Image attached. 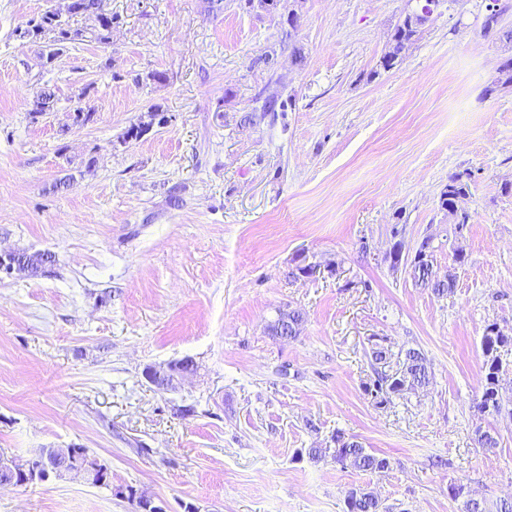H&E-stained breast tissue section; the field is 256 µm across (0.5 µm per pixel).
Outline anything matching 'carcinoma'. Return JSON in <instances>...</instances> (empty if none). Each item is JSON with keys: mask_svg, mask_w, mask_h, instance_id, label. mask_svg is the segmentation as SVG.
<instances>
[{"mask_svg": "<svg viewBox=\"0 0 512 512\" xmlns=\"http://www.w3.org/2000/svg\"><path fill=\"white\" fill-rule=\"evenodd\" d=\"M86 13L96 14L97 39L103 44L108 43L114 18L100 10V0H64V5L51 8L29 20L26 28L20 32V36L31 39L48 38V52L43 59L49 63L63 52L67 44L82 37V33L70 28L68 23L62 20V16ZM419 27L420 24L413 21L410 14L404 15L392 34L388 51L381 58L380 66L383 69H390L395 65L397 58L407 49ZM54 98L55 94L52 91L48 89L41 91L34 101L31 114L37 117L52 111ZM158 112V108H150L147 111L149 121L141 120L131 125L126 135L136 137L147 132L155 123ZM469 178L468 173L449 176L448 184L440 194L441 208L448 211V215L458 219L453 229L456 235L462 233L466 227L467 214L458 210L456 202L468 196ZM424 248H431V243L427 240L423 241L410 260L412 279L416 284L431 289L432 293L439 298L452 293L456 287V275L450 273L443 281L432 279L428 269L429 261L422 257ZM12 260L20 264L29 275L36 276L43 271L46 264L52 262V255L46 252L18 251ZM302 323L303 316L300 311L296 309L282 311L277 319L268 325V331L274 337L295 338L300 334ZM511 345L512 336L504 335L494 324L486 326L481 338L484 357L483 378L480 393L474 401L476 410L481 414L499 415L503 411L501 376L506 372L507 363L503 361L500 350ZM431 380L432 371L425 355L416 349L409 348L405 351L404 358L399 360V368L394 373L378 372L377 378L365 387V391L376 400L377 404L385 405L391 401L392 397L401 395L407 389L429 386ZM334 458L336 462L361 472H381L389 467L387 458L367 450L361 442L346 439L341 435L336 436ZM448 494L454 499L466 498L465 512H512V500L503 499L490 506L484 500L469 497V492L462 484L449 485ZM346 506L347 512H390L389 508L383 506L373 493L363 489L350 490L346 496Z\"/></svg>", "mask_w": 512, "mask_h": 512, "instance_id": "cac0c4a2", "label": "carcinoma"}]
</instances>
